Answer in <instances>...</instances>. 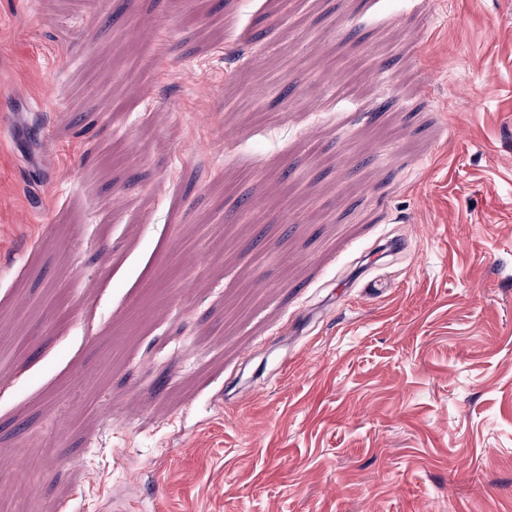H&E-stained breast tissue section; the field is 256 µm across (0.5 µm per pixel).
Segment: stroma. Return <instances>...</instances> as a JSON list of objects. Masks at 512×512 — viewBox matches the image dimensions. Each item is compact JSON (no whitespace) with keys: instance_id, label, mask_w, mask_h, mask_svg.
I'll return each instance as SVG.
<instances>
[{"instance_id":"35a3bbf8","label":"stroma","mask_w":512,"mask_h":512,"mask_svg":"<svg viewBox=\"0 0 512 512\" xmlns=\"http://www.w3.org/2000/svg\"><path fill=\"white\" fill-rule=\"evenodd\" d=\"M1 347L11 512H512V0H0Z\"/></svg>"}]
</instances>
